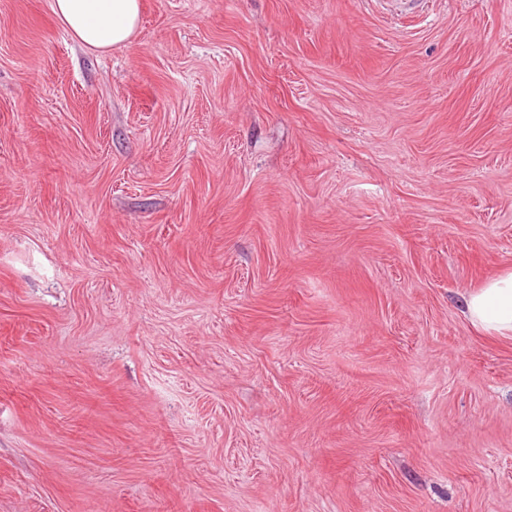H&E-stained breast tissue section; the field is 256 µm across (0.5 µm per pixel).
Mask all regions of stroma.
Here are the masks:
<instances>
[{"instance_id":"obj_1","label":"stroma","mask_w":512,"mask_h":512,"mask_svg":"<svg viewBox=\"0 0 512 512\" xmlns=\"http://www.w3.org/2000/svg\"><path fill=\"white\" fill-rule=\"evenodd\" d=\"M512 0H0V512H512ZM141 4V0H53L52 11L84 48L107 53L131 44ZM467 320L483 332L512 339V271L487 281L464 300Z\"/></svg>"}]
</instances>
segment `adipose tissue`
<instances>
[{
    "label": "adipose tissue",
    "mask_w": 512,
    "mask_h": 512,
    "mask_svg": "<svg viewBox=\"0 0 512 512\" xmlns=\"http://www.w3.org/2000/svg\"><path fill=\"white\" fill-rule=\"evenodd\" d=\"M52 11L84 48L107 53L133 41L141 17V0H53ZM464 312L477 329L512 339V271L469 293Z\"/></svg>",
    "instance_id": "1"
}]
</instances>
